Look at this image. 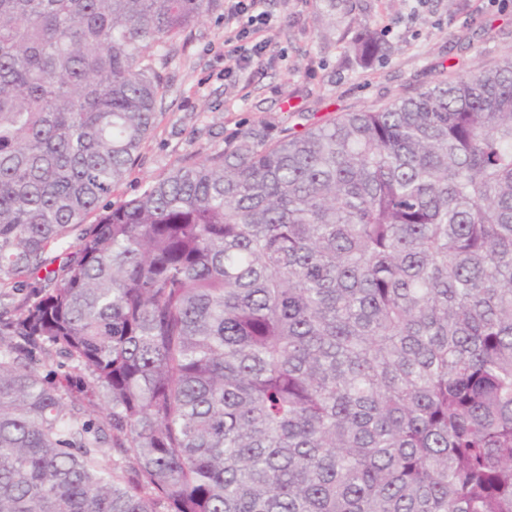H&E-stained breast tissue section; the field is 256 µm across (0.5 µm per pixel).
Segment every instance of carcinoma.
<instances>
[{
  "label": "carcinoma",
  "mask_w": 512,
  "mask_h": 512,
  "mask_svg": "<svg viewBox=\"0 0 512 512\" xmlns=\"http://www.w3.org/2000/svg\"><path fill=\"white\" fill-rule=\"evenodd\" d=\"M220 8L0 0V512H512V56L100 210Z\"/></svg>",
  "instance_id": "cac0c4a2"
}]
</instances>
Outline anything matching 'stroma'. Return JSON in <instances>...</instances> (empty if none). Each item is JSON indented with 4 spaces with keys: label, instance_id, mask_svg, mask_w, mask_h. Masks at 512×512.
I'll return each mask as SVG.
<instances>
[{
    "label": "stroma",
    "instance_id": "stroma-1",
    "mask_svg": "<svg viewBox=\"0 0 512 512\" xmlns=\"http://www.w3.org/2000/svg\"><path fill=\"white\" fill-rule=\"evenodd\" d=\"M265 0L271 64L224 73V13L154 51L168 92L136 164L112 192L137 194L178 166L223 149L240 133L303 130L343 112L379 108L475 66L512 55V0ZM386 31L366 65L348 48L363 26Z\"/></svg>",
    "mask_w": 512,
    "mask_h": 512
}]
</instances>
